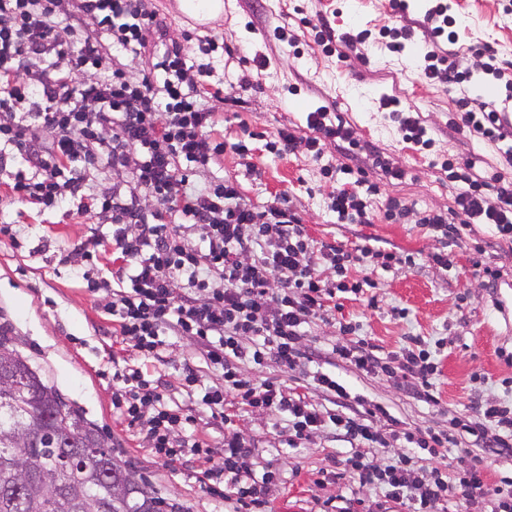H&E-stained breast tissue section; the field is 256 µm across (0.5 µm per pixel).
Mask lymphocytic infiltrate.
<instances>
[{"instance_id":"lymphocytic-infiltrate-1","label":"lymphocytic infiltrate","mask_w":512,"mask_h":512,"mask_svg":"<svg viewBox=\"0 0 512 512\" xmlns=\"http://www.w3.org/2000/svg\"><path fill=\"white\" fill-rule=\"evenodd\" d=\"M441 0L422 21L373 35L354 29L336 37L325 25L317 38L327 54L354 49L379 38L394 53L423 29L426 79L455 92L463 127L490 143L505 141L512 111V77L486 45L455 49L456 34ZM165 26L153 0H0V167L16 172L4 188L8 196L47 209L76 202L81 216L111 220L112 261L98 251L76 252L96 271L95 287L106 292L104 309L123 345L140 366L113 365L117 386L112 406L134 428L153 458L211 461L206 477L213 493L234 499L237 512H267L273 474L254 479L244 463L252 445L224 439L227 423L244 416L278 413L287 420L288 446L331 428L346 436L353 451L341 471L360 485L383 489L391 501L410 500L416 512H449L458 492L488 497L491 512H512V475L487 481L491 458L512 459V407L488 401L478 416L454 413L445 430L404 426L385 408L364 404L362 414L342 408L346 388L335 375L314 371L310 383L288 384L286 373L313 362L304 343L314 321L336 318L337 294H360L363 282L342 281L353 257L336 245L313 250L300 214L288 199L258 209L242 199L235 182L213 180L210 164L223 144L205 152L214 114L202 88L214 69L189 62L179 43L164 44ZM152 53V75L131 81L127 59ZM503 82L505 96L488 104L462 93L472 68ZM52 130L48 147L31 143L32 124ZM308 135L280 128L270 148L302 153L320 161L324 175L343 174L328 208L341 224H369L374 216L357 192L366 184L363 166L334 169L323 160L326 145L357 155L365 144L350 125L327 108L308 113ZM85 161L119 174L107 193L82 187L73 165ZM465 162L454 198L456 214L469 223L493 226L512 242V180L482 176ZM356 325L340 324V342L327 352L359 372L401 380L418 400L430 404L436 370L427 342L411 337L401 351L379 356ZM192 346L172 392L151 379L149 368L171 360L176 344ZM275 362L282 378L258 380L250 370ZM322 393L340 410L315 401ZM209 432L200 430V423ZM474 445L461 448L464 437ZM396 449L391 465L374 457ZM439 462L430 476H418L413 449Z\"/></svg>"}]
</instances>
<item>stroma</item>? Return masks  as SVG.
Returning a JSON list of instances; mask_svg holds the SVG:
<instances>
[{
    "label": "stroma",
    "mask_w": 512,
    "mask_h": 512,
    "mask_svg": "<svg viewBox=\"0 0 512 512\" xmlns=\"http://www.w3.org/2000/svg\"><path fill=\"white\" fill-rule=\"evenodd\" d=\"M155 6L174 41L189 31L236 52L232 58L197 49L191 53L194 63L212 62L224 78L222 98L206 101L215 114L211 136L225 144L210 169L212 178L237 183L243 198L258 207L288 197L314 245L335 241L350 251L368 247L411 256V263L387 270L373 257L349 266L346 282L370 278L368 292L378 307L369 309L364 298L350 294L342 299L340 313L359 324L360 335L381 355L400 350L411 336L431 342L439 404L413 398L387 376L333 365L351 394L383 405L407 425L441 430L447 429L453 411L506 398L512 365L499 353H512V243L499 239L489 226L474 224L444 245L439 233L415 223L412 214L453 208L460 184L440 170L439 161L472 157L476 172H497L508 179L512 164L504 161L498 146L470 136L466 128L449 127L455 110L452 95L424 78L414 47L395 54L375 43L350 50L341 61L324 54L304 24L305 19L323 17L339 35L355 24L373 31L396 27L403 18L389 0H227L222 14L196 27L172 0H156ZM448 6L456 19L459 47L485 43L512 64V14L503 13L500 0H448ZM278 25L285 27L295 47L273 38ZM242 50L265 57L266 67L241 63L237 54ZM243 77L249 79L248 87H241ZM383 97L399 99L419 116L434 140L431 148L403 140L379 108ZM323 105L406 172L405 179L392 183L379 170H370V181L379 186L372 199L374 223H337L328 210L337 182L322 175L320 163L267 149L280 127H305L307 113ZM245 139L251 150L241 156L232 145ZM390 198L408 208L410 217L384 219ZM1 224L16 225L19 234L14 242L0 235V328L15 336L43 378L111 439L114 456L134 470L148 491L178 503L182 512H234V502L218 504L208 490L204 462L168 465L154 460L112 411V362L133 365L137 358L113 336L103 294L90 293L68 260L76 245L94 243L106 234L102 219L80 217L63 207L43 213L36 205L0 198ZM441 248L448 251L449 267L430 259ZM487 266L499 270L498 280L488 281L483 273ZM224 433L253 444L249 463L254 477L276 473L270 488L272 512H326L327 507L342 508L359 499L385 502L386 512H410L408 504L384 501L381 490L359 486L351 478L323 480L330 456L350 452L349 443L332 430L291 448L285 443L286 422L276 414L234 421Z\"/></svg>",
    "instance_id": "stroma-1"
}]
</instances>
